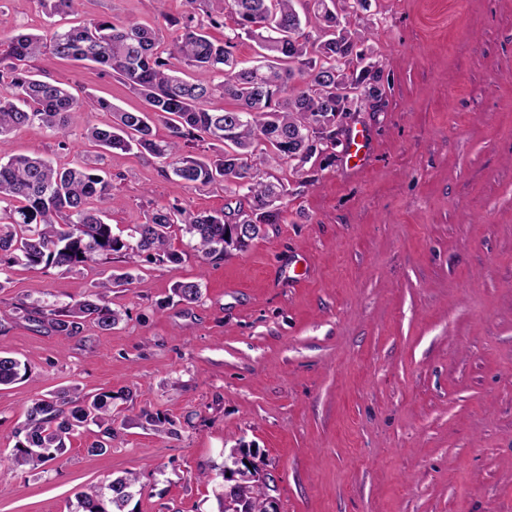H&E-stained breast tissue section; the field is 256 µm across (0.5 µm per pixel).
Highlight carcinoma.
<instances>
[{"label":"carcinoma","instance_id":"carcinoma-1","mask_svg":"<svg viewBox=\"0 0 512 512\" xmlns=\"http://www.w3.org/2000/svg\"><path fill=\"white\" fill-rule=\"evenodd\" d=\"M75 0H42L58 16L47 35L0 28V263L30 268L84 266L98 256L121 253L131 266L147 254L158 262L177 263L170 250L171 228L195 241L204 259L215 261L246 250L262 226L279 224L288 196L284 178L266 168L275 164L303 174L316 154L336 146V125L352 112L354 101L380 100L382 69L361 48L358 30L347 17L366 0H225L233 26L217 41L208 33L224 26V13L197 10L208 0H188L181 16L160 10L171 39L136 23L90 19L67 21ZM313 26V38L304 27ZM259 49V64L238 67L234 54L242 38ZM49 52L59 58L95 63L118 75L142 97L147 110L122 111L103 98L79 99L64 85L37 78L24 62ZM234 102L220 111L206 108L215 96ZM110 112L112 123L89 125L84 136L106 152L138 150L160 160L184 185H224L237 196L236 206L220 212H194L175 204L160 205L124 239L112 231L106 211L93 203L112 204L111 182L88 165L58 168L42 157L13 156L6 146L17 127L45 126L63 136L74 114ZM168 126L166 139L153 131V117ZM224 145L212 157L185 151L193 141ZM119 277L98 281L84 299L57 309L21 306V318L63 336L80 334L86 323L110 330L122 315L106 300ZM183 301L201 297L200 285L182 283ZM19 360L0 355V387L21 377ZM112 393L86 399L62 389L33 402L9 462L35 469L56 461L66 440L88 423L112 435ZM137 481L133 473L76 495V512H123ZM240 512H269L267 494L247 480L225 479L217 494Z\"/></svg>","mask_w":512,"mask_h":512}]
</instances>
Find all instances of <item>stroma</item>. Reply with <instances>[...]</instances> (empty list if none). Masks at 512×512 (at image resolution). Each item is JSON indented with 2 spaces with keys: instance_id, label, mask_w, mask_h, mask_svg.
Returning a JSON list of instances; mask_svg holds the SVG:
<instances>
[{
  "instance_id": "35a3bbf8",
  "label": "stroma",
  "mask_w": 512,
  "mask_h": 512,
  "mask_svg": "<svg viewBox=\"0 0 512 512\" xmlns=\"http://www.w3.org/2000/svg\"><path fill=\"white\" fill-rule=\"evenodd\" d=\"M76 18L158 26L155 0H77ZM364 49L381 101L288 179L284 221L243 252L203 261L172 230L177 263L99 258L72 269L8 268L0 352L25 363L0 388V512H74L77 493L134 473L124 512H219L234 448L253 450L279 512H512V0H369ZM51 30L41 0H0V21ZM39 78L145 110L111 71L46 54ZM12 131L18 155L112 178L114 234L153 208H224L220 185L178 187L159 161L98 154ZM363 159L350 155L357 133ZM131 272L108 300L122 321L59 336L18 304L70 305L104 274ZM196 282L198 301L176 285ZM59 388L112 395V446L80 429L37 469L8 461L33 399Z\"/></svg>"
}]
</instances>
